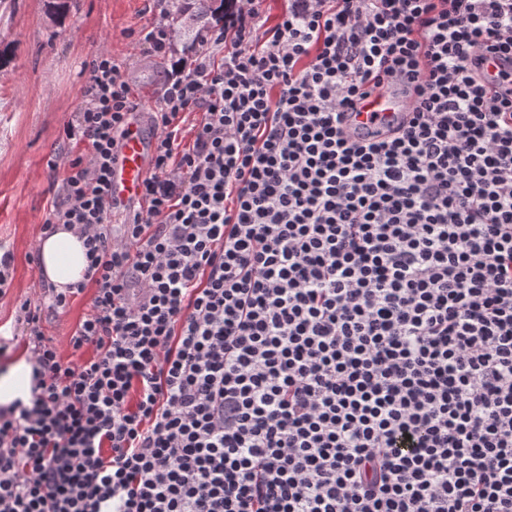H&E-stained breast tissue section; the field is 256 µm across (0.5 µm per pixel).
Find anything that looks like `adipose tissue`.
Instances as JSON below:
<instances>
[{"mask_svg":"<svg viewBox=\"0 0 512 512\" xmlns=\"http://www.w3.org/2000/svg\"><path fill=\"white\" fill-rule=\"evenodd\" d=\"M38 262L44 278L55 288L81 281L88 262L78 229L60 225L55 232L39 234Z\"/></svg>","mask_w":512,"mask_h":512,"instance_id":"ef3b65f1","label":"adipose tissue"}]
</instances>
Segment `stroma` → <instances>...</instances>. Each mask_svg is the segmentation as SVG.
<instances>
[{"label":"stroma","instance_id":"obj_1","mask_svg":"<svg viewBox=\"0 0 512 512\" xmlns=\"http://www.w3.org/2000/svg\"><path fill=\"white\" fill-rule=\"evenodd\" d=\"M54 0H8L0 9V242L14 255L9 293L0 298V333L11 336L7 358H29L25 335L16 331V311L28 301L40 309V326L65 360L68 340L91 311V291L74 296L60 311L48 307V290L37 259V237L61 192L48 167L51 156L73 149L65 127L80 108L94 53L106 51L125 64L132 94L150 111L166 77L162 58L138 45L141 29L171 10L170 0L146 10L144 0H68L65 16L52 20Z\"/></svg>","mask_w":512,"mask_h":512}]
</instances>
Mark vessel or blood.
Wrapping results in <instances>:
<instances>
[{
	"label": "vessel or blood",
	"instance_id": "b4317fda",
	"mask_svg": "<svg viewBox=\"0 0 512 512\" xmlns=\"http://www.w3.org/2000/svg\"><path fill=\"white\" fill-rule=\"evenodd\" d=\"M358 111L379 112L385 115L397 111L398 104L387 88L381 87L356 103ZM150 140L140 124L134 123L116 152L112 166V199L119 204H133L140 200L143 183L151 172Z\"/></svg>",
	"mask_w": 512,
	"mask_h": 512
}]
</instances>
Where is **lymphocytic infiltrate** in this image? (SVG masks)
Returning <instances> with one entry per match:
<instances>
[{
	"label": "lymphocytic infiltrate",
	"instance_id": "lymphocytic-infiltrate-1",
	"mask_svg": "<svg viewBox=\"0 0 512 512\" xmlns=\"http://www.w3.org/2000/svg\"><path fill=\"white\" fill-rule=\"evenodd\" d=\"M230 0L150 119L89 64L43 231L92 311L0 406V512H512V0ZM387 87L406 109L344 127ZM198 113L193 135L183 116ZM151 141L138 123H131L112 165V201L135 204L141 200L143 182L151 172Z\"/></svg>",
	"mask_w": 512,
	"mask_h": 512
}]
</instances>
